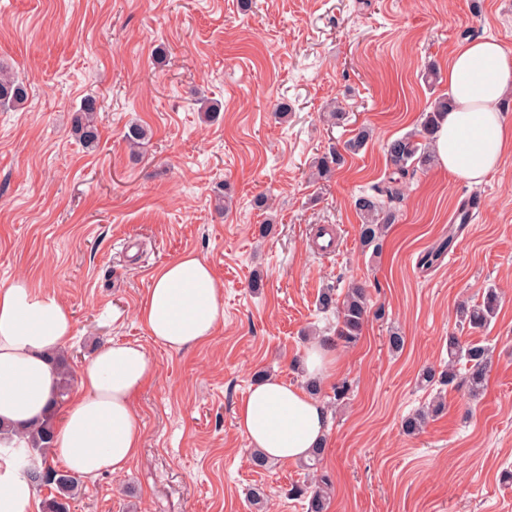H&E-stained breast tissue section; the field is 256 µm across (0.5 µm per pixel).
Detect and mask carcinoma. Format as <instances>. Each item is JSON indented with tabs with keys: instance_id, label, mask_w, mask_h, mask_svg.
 Instances as JSON below:
<instances>
[{
	"instance_id": "1",
	"label": "carcinoma",
	"mask_w": 512,
	"mask_h": 512,
	"mask_svg": "<svg viewBox=\"0 0 512 512\" xmlns=\"http://www.w3.org/2000/svg\"><path fill=\"white\" fill-rule=\"evenodd\" d=\"M28 98V88L11 69L0 65V108L13 109L22 106ZM450 109L446 97H439L431 104L429 110L421 115L417 131L408 133L387 143V160L391 173L387 184L375 187L374 193L363 194L354 201V207L361 219L360 241L367 248L379 249L389 225L398 217L397 204L403 200L402 184L410 173L426 169L435 161V153L430 150L434 132L439 127L443 115ZM99 111L97 100L88 97L83 100L72 116V129L78 139L91 147L99 139L96 125V112ZM147 131L139 124H131L123 134L124 141L130 148L140 147L146 139ZM371 132L361 127L350 138L343 142L342 147H333L313 164V176L317 179H330L340 169L346 157L358 154L367 144ZM460 228L451 227L448 236L442 238L435 246L425 252L419 264L431 268L447 253L455 242ZM499 296L490 288L478 305H462L457 309L460 323L473 329H481L491 323L496 316ZM319 309L323 312L337 311L336 338L346 345L356 343L368 320L371 307L368 291L364 285L351 284L343 296H338L335 289L326 288L319 297ZM490 349L481 343H462L456 337H448V369L438 373L427 368L420 374L421 382L429 386L440 380L447 384L460 381L468 392L477 395L483 391L487 373L490 368ZM465 369L462 377H457L456 367ZM445 404L438 399L417 413L407 417L403 423V431L408 435L420 432L428 419L438 416ZM55 411H50L30 430V447L22 450V455L30 457L38 455L42 458V466H26L22 475L35 486L53 485L55 494L43 502V512H71V501L78 493V478L68 471H59L48 461L51 449L50 440L55 424ZM324 447L311 451L302 467L314 474V481L305 488L296 489V493L307 500V512H327L332 482L328 475L318 473V465L322 460Z\"/></svg>"
}]
</instances>
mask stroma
I'll use <instances>...</instances> for the list:
<instances>
[{
    "mask_svg": "<svg viewBox=\"0 0 512 512\" xmlns=\"http://www.w3.org/2000/svg\"><path fill=\"white\" fill-rule=\"evenodd\" d=\"M485 36L512 54V0H0V64L29 90L21 108L0 109V285L30 278L69 309L72 370L114 342L141 345L158 370L136 399L139 456L82 480L76 512H255L256 485L268 512H306L289 491L307 471L253 468L234 411L260 378L305 387L307 352L323 341L336 359L315 395L328 409L329 512H512L500 480L512 468V153L479 185L417 171L378 251L362 247L353 208L385 180L387 142L447 95L457 45ZM87 97L100 104L89 149L71 129ZM333 99L343 124L325 116ZM205 101L221 106L214 122L201 120ZM132 123L149 130L135 154L122 138ZM362 126L366 147L330 182L310 179L314 158ZM262 193L266 211L254 205ZM470 197L481 212L437 265L420 266ZM320 224L336 227L335 255L316 249ZM190 251L224 285V321L206 345L171 351L137 309L152 274ZM354 281L385 315L348 346L318 296ZM489 288L490 326H459L457 308ZM452 336L493 351L478 397L420 382L447 364ZM343 381L350 393L330 409ZM436 397L443 414L406 435L403 420Z\"/></svg>",
    "mask_w": 512,
    "mask_h": 512,
    "instance_id": "obj_1",
    "label": "stroma"
}]
</instances>
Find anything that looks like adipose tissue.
<instances>
[{
  "mask_svg": "<svg viewBox=\"0 0 512 512\" xmlns=\"http://www.w3.org/2000/svg\"><path fill=\"white\" fill-rule=\"evenodd\" d=\"M451 108L434 136L439 166L477 185L512 152V125L500 104L512 93V56L491 37L466 40L448 62ZM149 336L169 350L209 342L224 320L223 287L211 266L188 252L159 267L138 310ZM70 311L55 293L19 278L0 286V423L42 418L59 387L54 357L72 338ZM156 377L142 346L115 342L77 374L70 402L57 419L52 450L83 477L122 473L142 448L135 400ZM250 447L287 464L323 443V407L304 389L267 379L235 411ZM0 512H41L32 485L0 461Z\"/></svg>",
  "mask_w": 512,
  "mask_h": 512,
  "instance_id": "1",
  "label": "adipose tissue"
}]
</instances>
